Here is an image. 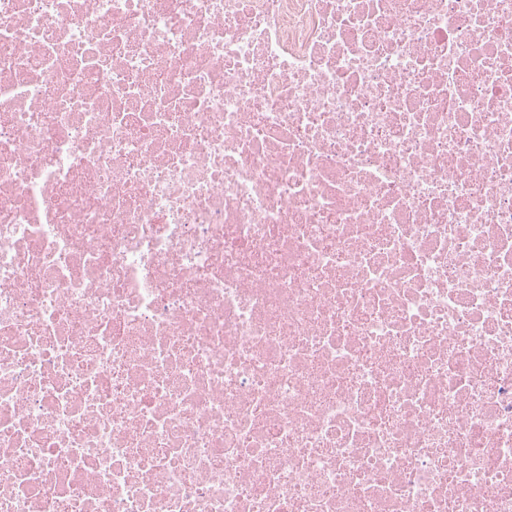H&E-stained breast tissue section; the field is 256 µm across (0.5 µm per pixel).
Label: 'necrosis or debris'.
<instances>
[{
  "label": "necrosis or debris",
  "mask_w": 512,
  "mask_h": 512,
  "mask_svg": "<svg viewBox=\"0 0 512 512\" xmlns=\"http://www.w3.org/2000/svg\"><path fill=\"white\" fill-rule=\"evenodd\" d=\"M0 512H512V0H0Z\"/></svg>",
  "instance_id": "obj_1"
}]
</instances>
